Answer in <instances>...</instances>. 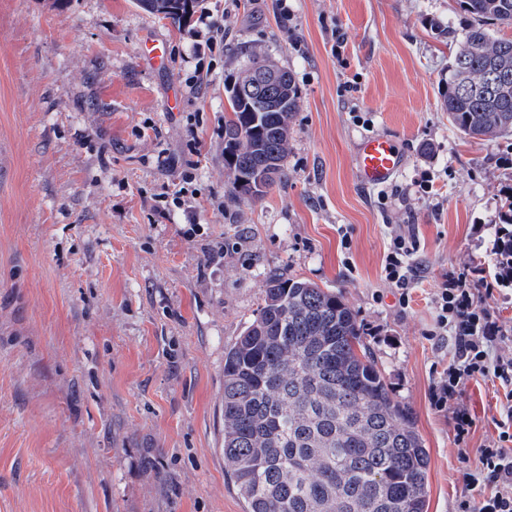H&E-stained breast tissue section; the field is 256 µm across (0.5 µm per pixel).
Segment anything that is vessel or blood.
<instances>
[{
	"label": "vessel or blood",
	"instance_id": "b4317fda",
	"mask_svg": "<svg viewBox=\"0 0 512 512\" xmlns=\"http://www.w3.org/2000/svg\"><path fill=\"white\" fill-rule=\"evenodd\" d=\"M355 175L366 187L388 183L403 165L395 141L386 135L363 136L356 145Z\"/></svg>",
	"mask_w": 512,
	"mask_h": 512
}]
</instances>
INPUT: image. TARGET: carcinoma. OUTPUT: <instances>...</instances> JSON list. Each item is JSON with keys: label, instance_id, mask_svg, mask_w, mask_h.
<instances>
[{"label": "carcinoma", "instance_id": "obj_1", "mask_svg": "<svg viewBox=\"0 0 512 512\" xmlns=\"http://www.w3.org/2000/svg\"><path fill=\"white\" fill-rule=\"evenodd\" d=\"M203 0H134L177 26ZM473 23L448 62L443 107L462 136L512 137V0H460ZM224 168L234 201L256 202L288 179L299 95L293 74L228 91ZM224 467L246 512H427L429 456L342 296L271 278L224 354Z\"/></svg>", "mask_w": 512, "mask_h": 512}]
</instances>
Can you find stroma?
Instances as JSON below:
<instances>
[{"label":"stroma","mask_w":512,"mask_h":512,"mask_svg":"<svg viewBox=\"0 0 512 512\" xmlns=\"http://www.w3.org/2000/svg\"><path fill=\"white\" fill-rule=\"evenodd\" d=\"M203 5L224 17V48L194 91L193 22L133 0H0V512H245L224 467V353L273 275L339 292L376 329L365 342L429 453L428 512H462L502 390L467 384L476 428L456 445L429 402L432 296L451 267H491L512 191V138H462L441 107L471 17L458 0ZM154 38L167 64L148 59ZM254 45L292 72L300 109L287 181L234 202L224 85ZM369 132L405 163L366 189L354 149ZM164 191L181 202L162 218ZM392 224L420 244L405 309L381 278Z\"/></svg>","instance_id":"1"}]
</instances>
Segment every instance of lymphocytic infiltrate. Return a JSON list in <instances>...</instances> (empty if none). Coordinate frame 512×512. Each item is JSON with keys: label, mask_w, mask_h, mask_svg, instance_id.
<instances>
[{"label": "lymphocytic infiltrate", "mask_w": 512, "mask_h": 512, "mask_svg": "<svg viewBox=\"0 0 512 512\" xmlns=\"http://www.w3.org/2000/svg\"><path fill=\"white\" fill-rule=\"evenodd\" d=\"M419 242L415 235L397 232L391 237L383 279L408 305L416 272L411 264ZM512 302V270L487 279L469 266L449 269L435 293L434 324L437 341H449L448 363L429 390L431 405L448 413L456 442H463L476 421L462 396L467 382L481 378L498 381L502 395L496 405V435L479 449L475 465L463 475L473 502L464 512H512V327L499 315L498 301Z\"/></svg>", "instance_id": "obj_1"}]
</instances>
